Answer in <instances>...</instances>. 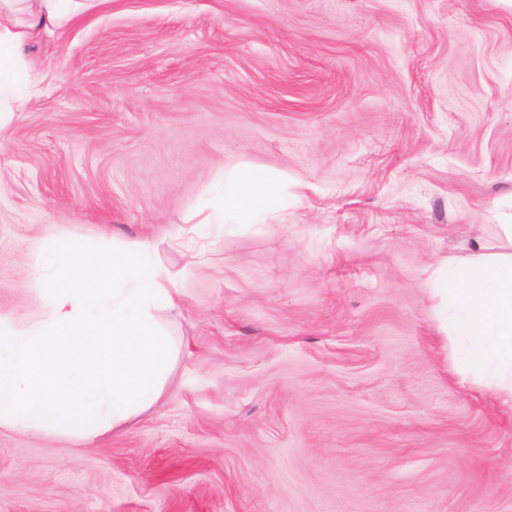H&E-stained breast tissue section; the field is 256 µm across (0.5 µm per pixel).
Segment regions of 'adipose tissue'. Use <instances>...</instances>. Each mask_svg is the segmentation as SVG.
Here are the masks:
<instances>
[{"label":"adipose tissue","instance_id":"ef3b65f1","mask_svg":"<svg viewBox=\"0 0 512 512\" xmlns=\"http://www.w3.org/2000/svg\"><path fill=\"white\" fill-rule=\"evenodd\" d=\"M111 0H0V103L30 88L32 66L25 49L43 36L81 21ZM281 183L273 175L247 170L224 203L245 217L278 204ZM448 306L461 310L450 323L453 344L465 349L475 373L497 374L495 397L512 406V254H489L480 264H449L440 284Z\"/></svg>","mask_w":512,"mask_h":512}]
</instances>
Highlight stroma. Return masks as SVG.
<instances>
[{
	"instance_id": "1",
	"label": "stroma",
	"mask_w": 512,
	"mask_h": 512,
	"mask_svg": "<svg viewBox=\"0 0 512 512\" xmlns=\"http://www.w3.org/2000/svg\"><path fill=\"white\" fill-rule=\"evenodd\" d=\"M0 130V313L36 243L137 240L181 348L83 443L0 429V512H512V408L441 328L446 262L512 252L506 0H112L29 45ZM284 180L251 224L208 191Z\"/></svg>"
}]
</instances>
